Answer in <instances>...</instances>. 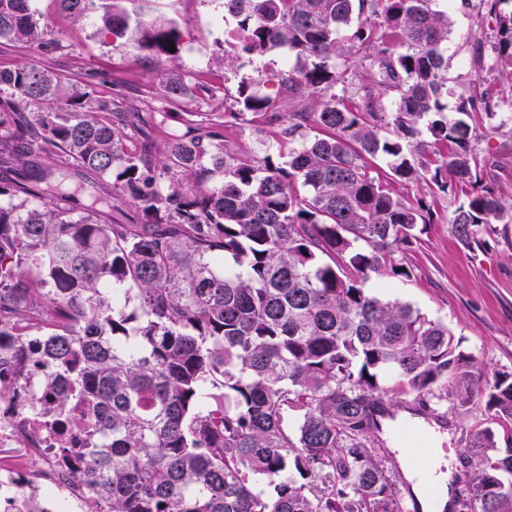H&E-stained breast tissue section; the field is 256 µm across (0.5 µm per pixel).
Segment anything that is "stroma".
I'll return each instance as SVG.
<instances>
[{
    "instance_id": "stroma-1",
    "label": "stroma",
    "mask_w": 512,
    "mask_h": 512,
    "mask_svg": "<svg viewBox=\"0 0 512 512\" xmlns=\"http://www.w3.org/2000/svg\"><path fill=\"white\" fill-rule=\"evenodd\" d=\"M142 4L146 13L172 19L179 29L176 53L162 62L134 50L127 39L104 31L97 12L80 15L63 11L58 0H34L40 18L38 36L27 43L0 39V69H48L79 81L81 91L92 97L111 100L113 110L138 109L145 124L139 130L124 127V148L128 155L136 156L144 141H151L153 170L163 184L168 181L164 170L168 146L173 136L191 127L241 152L254 150L261 138L272 156H279V127L267 124L260 115L227 118L224 105L234 98L242 77L261 70H281L287 49L229 57L225 42L236 21L228 16L222 23H209L212 0H142ZM451 17L446 54L448 101L453 104L469 90L473 78L470 48L479 30L474 9L461 0H456ZM173 73L209 81L211 97L169 104L163 90ZM477 154L482 159L492 154L498 157L495 175L501 197L512 204V121L482 140ZM399 191L424 198L431 206L433 222L416 246L396 254L412 268V277H372L366 284L368 292L385 301L411 304L430 318L447 323L486 378L512 372V223L484 225L476 242L467 244L448 222L449 213L464 201V194L447 195L423 183L403 185ZM439 413L441 422L428 424L425 430L431 447L437 450L441 471L451 472L460 489L467 479L461 458L468 436L486 425L487 412L477 398L464 410L454 401L444 402Z\"/></svg>"
}]
</instances>
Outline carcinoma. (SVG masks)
I'll list each match as a JSON object with an SVG mask.
<instances>
[{"label":"carcinoma","instance_id":"1","mask_svg":"<svg viewBox=\"0 0 512 512\" xmlns=\"http://www.w3.org/2000/svg\"><path fill=\"white\" fill-rule=\"evenodd\" d=\"M101 22L156 60L180 34L104 0ZM439 0H224L237 20L234 50L286 47L296 65L243 77L235 119L263 113L280 136L301 139L278 162L265 142L248 154L214 146L189 128L175 139L161 185L152 151L127 156L108 100L46 69H0L17 101L0 116L19 165L0 196L45 183L67 200V181L98 184L147 217L99 224L46 202L21 214L0 204V399L22 386L31 401L81 406L101 441L81 451L92 486L86 512H405L382 465L378 434L391 416L382 377L395 372L418 412L448 388L457 405L479 393L492 421L512 420V374L481 383L448 326L364 288L373 275L408 278L395 254L433 222L430 206L390 188L423 182L466 199L448 214L457 236L512 223L496 178L475 153L467 118L486 130L512 97L475 84L448 109V8ZM512 0H479L495 23L493 67L512 73ZM357 25H352L353 20ZM31 0H0V38L32 40ZM272 83L273 93L261 88ZM212 88L175 74L168 102ZM393 93L394 109L382 97ZM46 105L40 124L25 107ZM428 140H423L422 136ZM57 148L74 164L34 170L24 157ZM387 160L388 177L369 172ZM243 268H221L225 257ZM33 263L38 275L22 269ZM123 305L136 301L126 314ZM463 512H512V447L483 427L470 435Z\"/></svg>","mask_w":512,"mask_h":512}]
</instances>
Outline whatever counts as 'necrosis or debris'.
Instances as JSON below:
<instances>
[{"label":"necrosis or debris","instance_id":"necrosis-or-debris-1","mask_svg":"<svg viewBox=\"0 0 512 512\" xmlns=\"http://www.w3.org/2000/svg\"><path fill=\"white\" fill-rule=\"evenodd\" d=\"M89 435L80 411L40 414L24 390L0 399V512H82L90 488L77 451Z\"/></svg>","mask_w":512,"mask_h":512}]
</instances>
